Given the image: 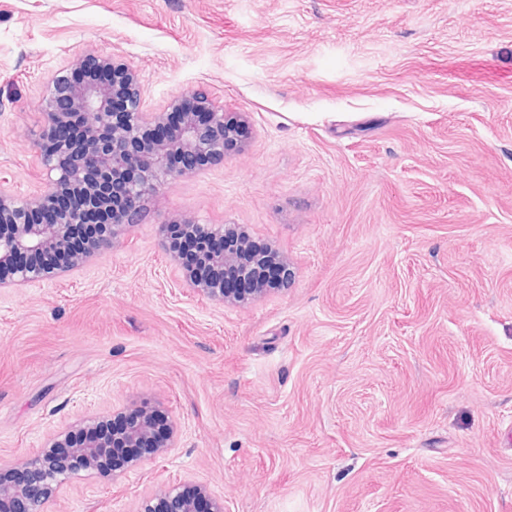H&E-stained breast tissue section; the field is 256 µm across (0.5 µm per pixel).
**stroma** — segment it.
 I'll list each match as a JSON object with an SVG mask.
<instances>
[{"mask_svg":"<svg viewBox=\"0 0 512 512\" xmlns=\"http://www.w3.org/2000/svg\"><path fill=\"white\" fill-rule=\"evenodd\" d=\"M250 124L81 268L0 288V469L158 401L176 446L44 512H512V0H0V178L45 188L48 82L80 55ZM236 224L287 262L193 292L161 227ZM199 497L186 494L187 486L168 484L152 497L145 499L138 512H224V500L208 492L204 487H193Z\"/></svg>","mask_w":512,"mask_h":512,"instance_id":"1","label":"stroma"}]
</instances>
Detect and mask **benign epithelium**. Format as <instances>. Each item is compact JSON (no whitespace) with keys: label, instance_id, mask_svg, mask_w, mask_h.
I'll return each mask as SVG.
<instances>
[{"label":"benign epithelium","instance_id":"7a95c632","mask_svg":"<svg viewBox=\"0 0 512 512\" xmlns=\"http://www.w3.org/2000/svg\"><path fill=\"white\" fill-rule=\"evenodd\" d=\"M97 66L112 74L105 84L77 82L73 72ZM47 125L55 129V150L40 151L46 171V188L20 198L0 182V288L51 279L75 270L89 257L71 249L75 227L85 223L86 213L110 208L111 232L95 250L112 247L120 232L138 221L140 199L156 191L169 177L195 171L172 164L198 156L224 159V144L241 128L243 115L226 112L207 96L187 91L174 97L162 112L144 111L136 73L114 58L86 55L70 71L56 76L41 100ZM184 277L194 290L217 303H237L223 284ZM134 414L106 441L95 431L99 420H87L54 437L24 468L42 477L31 483H15L0 474V500L21 504V512H43L42 506L66 478L79 472L98 471L119 448L144 452L112 468V477L156 458L173 448L174 428L167 430L152 411L123 410ZM65 452L57 453L55 449ZM187 486L169 484L145 499L138 512H224V499L198 486V496L186 494Z\"/></svg>","mask_w":512,"mask_h":512}]
</instances>
